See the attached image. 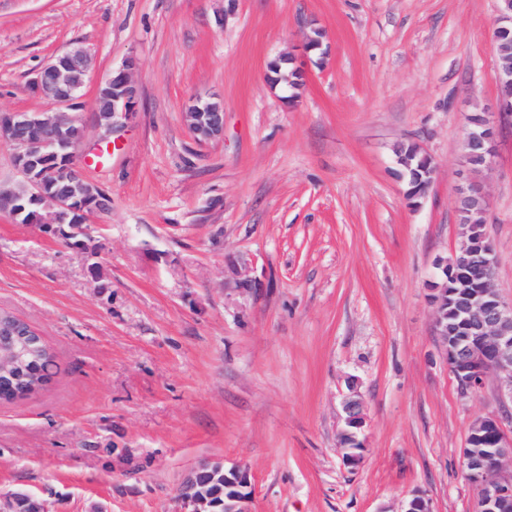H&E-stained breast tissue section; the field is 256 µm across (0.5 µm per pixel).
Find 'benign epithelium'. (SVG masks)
Listing matches in <instances>:
<instances>
[{
    "mask_svg": "<svg viewBox=\"0 0 512 512\" xmlns=\"http://www.w3.org/2000/svg\"><path fill=\"white\" fill-rule=\"evenodd\" d=\"M512 32V0H497L493 20L496 43L498 85L512 84V42L502 34ZM91 65L90 55L77 47L54 57L37 75L35 86L39 94L50 100L57 110L45 112H0V141L13 149V164L26 184L24 195L0 185V195L9 202L25 200L14 214L31 210L29 224H61L69 214L80 216L73 235L86 230L84 224L101 212L106 193L92 183L75 194H48L45 184L62 182L80 176L75 166L77 149L84 140V128L72 114L76 110ZM137 61L130 57L100 86L96 96V112L103 130L102 140L119 141L124 121L137 109V87L133 73ZM483 124L469 128L464 145L466 170L469 160L480 158L491 167L494 147L501 123L512 114V100L498 96L492 110H484ZM187 127L199 143H207L224 135V104L216 101L189 106L184 113ZM457 202H465L487 216L488 198L483 187L470 181L460 189ZM495 254L492 241L484 236L467 248L465 256L455 259L450 268L455 276L466 280L470 271L485 270L486 275L475 283L471 292L456 309L464 335L448 337V326L442 316H435L444 357L464 393L480 390L488 376H495L500 389L512 400V302L500 295L494 280ZM21 337L15 333L3 335L0 341V400L18 399V387L30 373L19 350ZM345 423L362 427V404L350 399L344 404ZM468 462L467 480L478 494L477 512H512V437L504 433L502 422L487 417L475 422L468 446L463 450ZM223 488L221 512H251V481L247 466L230 467L203 462L195 468L176 490V499L189 512H214L212 486ZM49 512L46 502L27 490H16L0 496V512Z\"/></svg>",
    "mask_w": 512,
    "mask_h": 512,
    "instance_id": "1",
    "label": "benign epithelium"
}]
</instances>
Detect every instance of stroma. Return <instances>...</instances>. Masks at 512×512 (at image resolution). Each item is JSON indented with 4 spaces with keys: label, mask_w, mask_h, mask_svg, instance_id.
<instances>
[{
    "label": "stroma",
    "mask_w": 512,
    "mask_h": 512,
    "mask_svg": "<svg viewBox=\"0 0 512 512\" xmlns=\"http://www.w3.org/2000/svg\"><path fill=\"white\" fill-rule=\"evenodd\" d=\"M495 0H0V111L45 112L34 80L93 58L81 174L111 208L73 248L0 213V310L56 355L44 390L0 401V494L50 512H179L201 461L245 463L252 512H475L462 450L512 405L460 391L431 287L462 241L467 117L498 96ZM325 33L303 56V34ZM292 53L294 102L267 80ZM135 57L139 109L103 148L99 86ZM224 103L197 144L183 114ZM435 167L408 199L395 150ZM495 283L512 301V126L481 176ZM252 288H240L243 278ZM358 395L365 446L340 444ZM23 506L24 512H49L46 502L27 490H16L0 496L1 512H20Z\"/></svg>",
    "instance_id": "obj_1"
}]
</instances>
